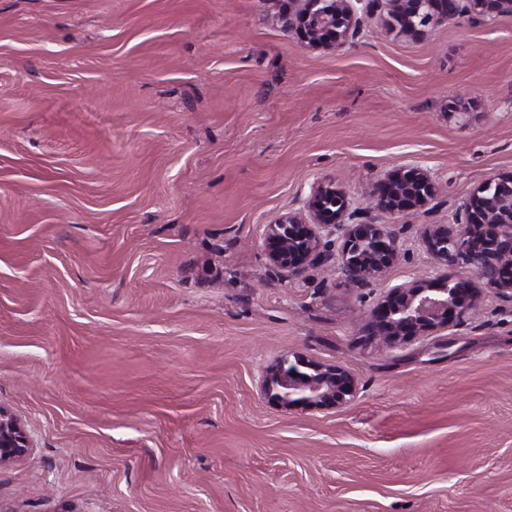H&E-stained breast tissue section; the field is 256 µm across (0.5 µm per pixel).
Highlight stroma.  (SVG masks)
<instances>
[{
    "mask_svg": "<svg viewBox=\"0 0 512 512\" xmlns=\"http://www.w3.org/2000/svg\"><path fill=\"white\" fill-rule=\"evenodd\" d=\"M287 8L0 0V406L32 447L0 512H512V302L389 350L358 318L435 278L422 225L512 171V15L404 36L382 11L322 50ZM410 163L440 192L374 212L405 251L385 280L271 267L312 185L363 208ZM298 356L355 398L269 403Z\"/></svg>",
    "mask_w": 512,
    "mask_h": 512,
    "instance_id": "obj_1",
    "label": "stroma"
}]
</instances>
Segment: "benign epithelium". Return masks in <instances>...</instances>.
Returning a JSON list of instances; mask_svg holds the SVG:
<instances>
[{
    "label": "benign epithelium",
    "instance_id": "7a95c632",
    "mask_svg": "<svg viewBox=\"0 0 512 512\" xmlns=\"http://www.w3.org/2000/svg\"><path fill=\"white\" fill-rule=\"evenodd\" d=\"M293 9L282 17L310 47L336 49L354 37L361 18L384 9L390 30L401 35L421 34L448 21L459 10L482 18L512 14V0H290ZM512 182V172L489 178L461 206L466 221L428 224L423 244L443 270L435 280L414 278L395 284L366 312L369 336L387 348L410 342L429 331L444 329L477 306L484 288L512 300V224L500 223L512 211V197H487L483 212L471 216L472 201L494 184ZM430 169L399 166L372 187L369 204L396 216L420 211L438 192ZM264 250L270 265L299 276L314 265L333 264L359 288L381 278L402 253L400 240L351 209L346 192L334 184H318L302 206L268 225ZM464 267L472 280L448 276L446 270ZM354 377L337 365L297 359L280 360L261 386L268 401L285 409H334L354 397ZM29 440L21 421L0 407V466L25 457Z\"/></svg>",
    "mask_w": 512,
    "mask_h": 512
}]
</instances>
